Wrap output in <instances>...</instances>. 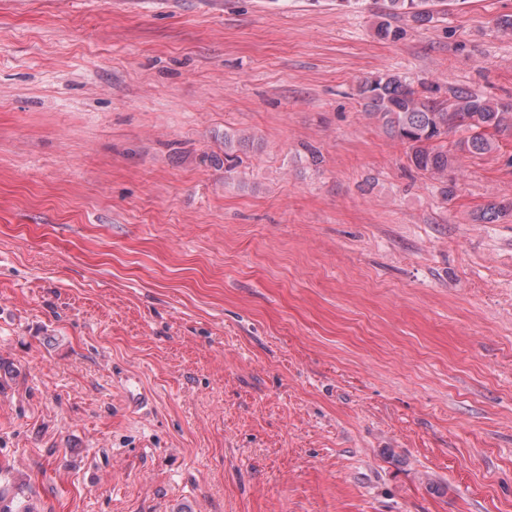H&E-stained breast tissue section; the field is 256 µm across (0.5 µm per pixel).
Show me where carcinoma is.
<instances>
[{
    "instance_id": "1",
    "label": "carcinoma",
    "mask_w": 512,
    "mask_h": 512,
    "mask_svg": "<svg viewBox=\"0 0 512 512\" xmlns=\"http://www.w3.org/2000/svg\"><path fill=\"white\" fill-rule=\"evenodd\" d=\"M447 0H375L381 21L376 34L383 39H398L403 35L399 21L427 25L434 22L431 4ZM429 88H415L406 77L386 73L362 80L357 95L365 112L391 136L407 144V158L418 171L443 183L444 197L452 196L448 186V171L457 154L483 155L495 151V135L512 130V103L477 93L468 87L455 86L446 100L426 95ZM466 136L456 140L453 148L443 141L453 132Z\"/></svg>"
}]
</instances>
